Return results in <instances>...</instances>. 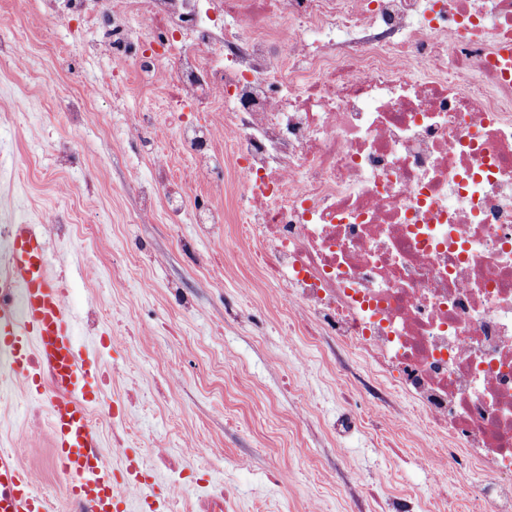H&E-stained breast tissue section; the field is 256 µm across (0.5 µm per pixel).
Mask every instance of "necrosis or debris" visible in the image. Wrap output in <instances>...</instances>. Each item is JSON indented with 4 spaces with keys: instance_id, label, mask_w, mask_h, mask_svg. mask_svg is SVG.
I'll use <instances>...</instances> for the list:
<instances>
[{
    "instance_id": "1",
    "label": "necrosis or debris",
    "mask_w": 512,
    "mask_h": 512,
    "mask_svg": "<svg viewBox=\"0 0 512 512\" xmlns=\"http://www.w3.org/2000/svg\"><path fill=\"white\" fill-rule=\"evenodd\" d=\"M223 103L237 226L290 303L380 372L512 512V0H49ZM194 179L213 127L174 130Z\"/></svg>"
}]
</instances>
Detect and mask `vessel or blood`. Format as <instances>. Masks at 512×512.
<instances>
[{
  "instance_id": "1",
  "label": "vessel or blood",
  "mask_w": 512,
  "mask_h": 512,
  "mask_svg": "<svg viewBox=\"0 0 512 512\" xmlns=\"http://www.w3.org/2000/svg\"><path fill=\"white\" fill-rule=\"evenodd\" d=\"M6 286L17 302H0V355L33 393H45L51 446L68 501L87 503L91 512H120V481L100 451L90 423L87 395L95 361L76 346L77 315L67 291L51 271L52 260L40 225L14 222L9 232ZM53 385L42 389V372ZM46 495L14 452L0 448V512H49Z\"/></svg>"
}]
</instances>
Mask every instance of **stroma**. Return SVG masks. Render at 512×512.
Here are the masks:
<instances>
[{
    "instance_id": "stroma-1",
    "label": "stroma",
    "mask_w": 512,
    "mask_h": 512,
    "mask_svg": "<svg viewBox=\"0 0 512 512\" xmlns=\"http://www.w3.org/2000/svg\"><path fill=\"white\" fill-rule=\"evenodd\" d=\"M0 37V233L21 218L44 225L78 316L112 310L97 330L80 325L78 340L112 374L95 403L126 410L125 448L184 470L177 487L167 468L147 471L169 496L165 512H195L201 479L232 488L235 512H487L488 478L470 458L458 451L435 469L434 443L390 377L340 337L307 335L252 266L235 237L231 155L137 221L155 158L175 172L188 163L174 140L127 135L144 107L163 119L162 80L127 66L104 86L112 62L87 52L94 33L69 35L43 0H0ZM90 84L99 91L75 123L69 111ZM201 205L222 209L223 224H193ZM60 224L81 232L60 235ZM0 376V445L69 512L49 429L27 423L25 383L2 366Z\"/></svg>"
}]
</instances>
